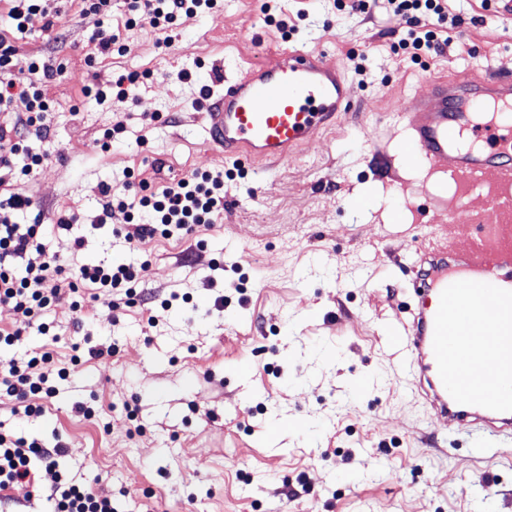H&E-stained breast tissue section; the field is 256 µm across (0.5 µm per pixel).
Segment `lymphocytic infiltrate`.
I'll return each mask as SVG.
<instances>
[{
    "label": "lymphocytic infiltrate",
    "instance_id": "f902f5d3",
    "mask_svg": "<svg viewBox=\"0 0 512 512\" xmlns=\"http://www.w3.org/2000/svg\"><path fill=\"white\" fill-rule=\"evenodd\" d=\"M219 0H128L126 27L142 21L163 29L173 28L181 16H194L215 9ZM353 11L368 14L382 8L409 16L411 25L398 42L399 49L413 61L431 56L445 45L444 25L448 19V0H352ZM10 23L0 27V74L9 71L18 36L32 28L53 31L57 12L52 0H12ZM30 74L34 79L24 87L0 81V112L15 116L11 128L0 127V168H19L29 175L44 161L31 153L26 145L28 135L47 137L50 132L48 114L51 102L45 85L55 76L52 68L33 59ZM134 192L124 198H113L111 187H103L102 209L121 210L133 217L127 225V242H141L163 236L173 237L191 232L194 226L210 223L215 213L224 208V175L222 172H194L175 185L152 188L146 179L133 184ZM31 207L28 198L11 191L0 177V303L11 304L20 321L10 328H0V345L19 342L28 328L48 335L49 323L44 317L61 300H70L80 308L82 289L94 288L123 292L134 298L136 286L148 271V263L117 267L88 265L66 273L56 255L50 254L47 238L50 230L70 231L77 223L76 215L60 216L55 226L41 223H19L20 214ZM24 268H16L17 260ZM50 352H32L24 360L10 359L0 365V392L13 398L23 408L25 417H39L45 403L57 394L56 380L69 376L67 369H54ZM66 448L58 443L45 447L42 443L0 432V503L14 500L16 494L32 498L41 493L39 469H52ZM52 512H113L111 495L88 490L84 484L56 475L49 496Z\"/></svg>",
    "mask_w": 512,
    "mask_h": 512
}]
</instances>
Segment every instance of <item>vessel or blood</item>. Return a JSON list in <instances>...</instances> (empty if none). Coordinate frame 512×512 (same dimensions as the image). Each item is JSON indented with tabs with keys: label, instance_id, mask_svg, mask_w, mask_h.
<instances>
[{
	"label": "vessel or blood",
	"instance_id": "1",
	"mask_svg": "<svg viewBox=\"0 0 512 512\" xmlns=\"http://www.w3.org/2000/svg\"><path fill=\"white\" fill-rule=\"evenodd\" d=\"M484 69L478 78L428 77V91L400 112L409 163L443 167L465 190L492 177L512 184V77L490 61ZM351 108L342 68L293 44L225 82L207 105V130L225 158L287 167ZM448 221L473 229L472 240L423 250L401 350L431 415L511 448L512 194H488L479 213L454 205Z\"/></svg>",
	"mask_w": 512,
	"mask_h": 512
}]
</instances>
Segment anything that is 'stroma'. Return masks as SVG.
Here are the masks:
<instances>
[{"instance_id": "stroma-1", "label": "stroma", "mask_w": 512, "mask_h": 512, "mask_svg": "<svg viewBox=\"0 0 512 512\" xmlns=\"http://www.w3.org/2000/svg\"><path fill=\"white\" fill-rule=\"evenodd\" d=\"M55 5L61 42L33 29L11 59L18 82L35 56L60 68L46 87L51 136L27 140L44 161L10 177L31 202L20 220L77 214L51 252L72 268L150 261L152 302L114 310L101 291L76 312L64 301L47 316L57 341L32 334L0 348L5 361L46 349L71 372L44 416H15L0 396V431L63 443L60 471L110 490L116 512H273L299 482L295 512H512V455L474 449L472 435L428 416L379 333L409 300L414 256L460 197L428 165L399 158L400 103L425 90V76L479 75L490 58L512 74V18L491 28L481 0H448V43L417 64L396 47L406 16L356 13L350 0H279L297 28L289 39L264 22L261 0H222L181 18L173 37L147 23L125 28L124 0L105 16L83 13L80 0ZM115 36L123 51L98 54ZM289 40L344 68L353 110L292 166L224 161L207 142L201 88L220 90L239 64ZM128 73L145 80L124 101L101 105L85 92ZM119 122L125 132L101 149L103 130ZM128 169L156 187L223 172L224 210L182 237L128 244L125 214L103 215L100 194L107 184L127 195ZM362 185L376 197L361 210L351 199ZM83 344L104 356L72 364ZM362 379L373 388L354 392ZM85 405L96 415L83 416ZM442 437L444 452L433 446Z\"/></svg>"}]
</instances>
